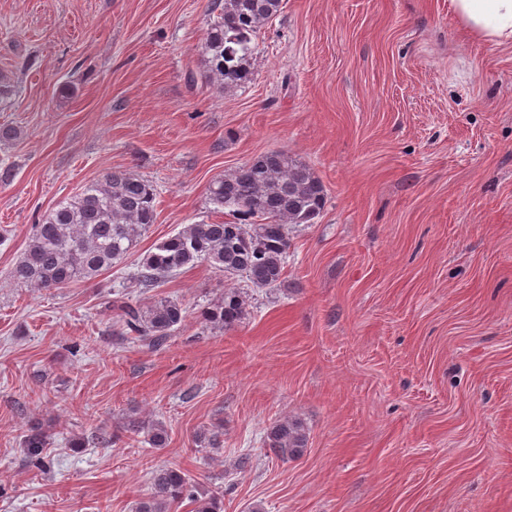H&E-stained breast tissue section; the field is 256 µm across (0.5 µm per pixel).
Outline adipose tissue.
<instances>
[{
  "label": "adipose tissue",
  "instance_id": "1",
  "mask_svg": "<svg viewBox=\"0 0 512 512\" xmlns=\"http://www.w3.org/2000/svg\"><path fill=\"white\" fill-rule=\"evenodd\" d=\"M449 7L475 42L512 44V0H450Z\"/></svg>",
  "mask_w": 512,
  "mask_h": 512
}]
</instances>
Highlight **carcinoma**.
I'll use <instances>...</instances> for the list:
<instances>
[{
    "label": "carcinoma",
    "instance_id": "carcinoma-1",
    "mask_svg": "<svg viewBox=\"0 0 512 512\" xmlns=\"http://www.w3.org/2000/svg\"><path fill=\"white\" fill-rule=\"evenodd\" d=\"M282 0H213L216 19L202 42L203 75L229 90L249 80L247 61L254 53L259 31L280 11ZM214 204L228 210L232 223L184 224L157 241L138 262L134 274L141 288H159L168 277L206 264L228 279L242 278L253 288L285 285V259L290 229L313 224L326 204L321 180L285 150L269 152L214 180L209 186ZM153 186L132 171H107L79 193L60 202L32 227L26 249L14 264L12 281L20 287L63 288L89 282L134 251L147 228L156 222ZM248 299L237 287L224 289L205 305L201 322L219 330L232 329L247 315ZM121 326L131 336L159 349L181 327L186 310L169 297L137 304L124 297L112 300ZM127 428L144 433L145 442L163 448L168 435L159 422L131 419ZM224 433L203 428L195 434L202 448H217ZM48 435L39 424L22 440L28 467L44 471ZM309 441L304 424L291 417L273 422L263 444L282 461L303 456ZM189 501L193 512H221L223 501L214 494L196 493L190 474L162 468L153 476L151 496L137 512H168L170 505Z\"/></svg>",
    "mask_w": 512,
    "mask_h": 512
}]
</instances>
